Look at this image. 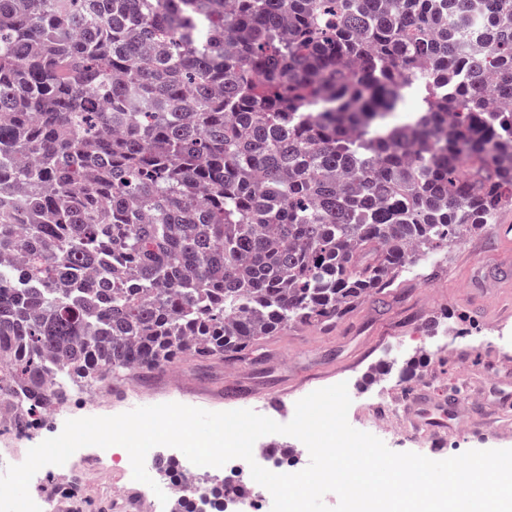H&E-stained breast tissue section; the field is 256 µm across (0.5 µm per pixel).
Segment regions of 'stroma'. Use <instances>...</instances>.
Masks as SVG:
<instances>
[{
  "label": "stroma",
  "mask_w": 512,
  "mask_h": 512,
  "mask_svg": "<svg viewBox=\"0 0 512 512\" xmlns=\"http://www.w3.org/2000/svg\"><path fill=\"white\" fill-rule=\"evenodd\" d=\"M503 265L512 267V246L486 227L407 269L391 294L361 299L336 326L285 329L231 365L176 362L146 381L131 374L106 388L76 390L29 434L0 429V448L34 447L60 434L70 419L130 411L136 392L155 405L176 402L213 412L251 409L285 424L298 400L344 382L351 398L348 422L368 433L378 424L373 409L382 396L401 403L425 393L436 406L453 392L474 397L512 360V278L488 288L472 285ZM278 391L285 394L283 405L265 406L266 396ZM478 426L491 429V436L478 437ZM387 427L383 441L388 448L433 460L471 449L512 448V420L499 419L492 396L482 416L461 414L457 425L437 434L417 428L404 411L392 416ZM130 469L128 452L117 447L99 460L94 473H87L83 458L77 457L63 475L84 512H114L113 492Z\"/></svg>",
  "instance_id": "1"
}]
</instances>
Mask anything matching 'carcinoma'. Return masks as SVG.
Returning a JSON list of instances; mask_svg holds the SVG:
<instances>
[{"instance_id": "obj_1", "label": "carcinoma", "mask_w": 512, "mask_h": 512, "mask_svg": "<svg viewBox=\"0 0 512 512\" xmlns=\"http://www.w3.org/2000/svg\"><path fill=\"white\" fill-rule=\"evenodd\" d=\"M232 2L0 0L18 435L80 387L334 326L512 207V0Z\"/></svg>"}]
</instances>
